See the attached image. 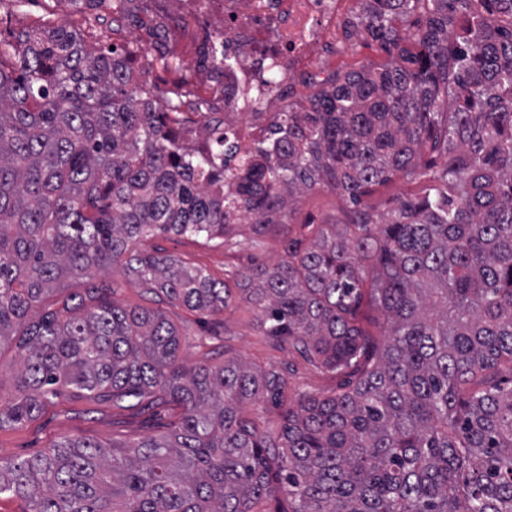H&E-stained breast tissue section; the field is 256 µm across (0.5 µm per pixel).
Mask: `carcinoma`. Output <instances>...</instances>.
I'll return each instance as SVG.
<instances>
[{"instance_id": "obj_1", "label": "carcinoma", "mask_w": 512, "mask_h": 512, "mask_svg": "<svg viewBox=\"0 0 512 512\" xmlns=\"http://www.w3.org/2000/svg\"><path fill=\"white\" fill-rule=\"evenodd\" d=\"M352 26L390 61L271 113L233 170L239 146L217 125L190 143L183 101L145 79L154 63L52 21L0 41V344L18 355L0 429L66 394L180 409L159 436L0 462V496L29 512H257L281 494L274 512H512V0H361ZM396 175L417 192L367 206ZM320 186L345 222L233 289L147 250L236 224L261 236ZM114 268L201 314L238 293L263 335L343 383L290 400L277 370L187 367L162 309L95 283L46 304ZM258 401L278 431L246 414Z\"/></svg>"}]
</instances>
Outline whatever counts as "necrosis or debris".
<instances>
[{
    "instance_id": "4bbe7bcc",
    "label": "necrosis or debris",
    "mask_w": 512,
    "mask_h": 512,
    "mask_svg": "<svg viewBox=\"0 0 512 512\" xmlns=\"http://www.w3.org/2000/svg\"><path fill=\"white\" fill-rule=\"evenodd\" d=\"M358 0H144L137 30L153 40L179 20L198 23L186 68L196 92L223 99L224 129L241 148L260 139L269 113L287 108L292 80L336 64Z\"/></svg>"
}]
</instances>
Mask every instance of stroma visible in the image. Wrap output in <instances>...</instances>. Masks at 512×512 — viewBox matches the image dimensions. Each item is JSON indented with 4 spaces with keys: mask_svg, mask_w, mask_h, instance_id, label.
Segmentation results:
<instances>
[{
    "mask_svg": "<svg viewBox=\"0 0 512 512\" xmlns=\"http://www.w3.org/2000/svg\"><path fill=\"white\" fill-rule=\"evenodd\" d=\"M52 18L56 22L90 29L88 49L99 46L98 33H111L120 26L124 46L144 60L157 61L162 51L187 60L184 42L172 41L168 46L144 45L137 37L133 18L112 14V0H0V39H8L22 29ZM389 56L368 35L348 28L345 32L344 55L336 63L337 73L356 70L370 64L387 62ZM346 201L334 190L320 187L307 193L293 206L290 226L251 242L249 230L237 228L227 245L205 243L195 238L170 236L155 239L162 252L201 267L215 279L226 273H238L253 265L275 266L283 257L289 237L307 233L312 224H334L344 221ZM112 286L114 300L122 305L154 306L138 282L114 269L94 275L93 279L72 278L64 281V293L85 288L87 282ZM166 314L181 329L180 355L186 366L202 363L205 358L231 357L239 361L274 368L288 378V393L325 394L335 390L339 378L323 372L293 349H284L273 339L263 336L253 309L233 300L218 316L189 311L180 306L165 305ZM174 420L173 411L164 405L146 411L118 410L106 401L87 402L66 395L49 405L35 420L18 428L0 430V460L22 459L47 448L52 442L68 436L84 437L102 444L133 441L166 432Z\"/></svg>",
    "mask_w": 512,
    "mask_h": 512,
    "instance_id": "stroma-1",
    "label": "stroma"
}]
</instances>
